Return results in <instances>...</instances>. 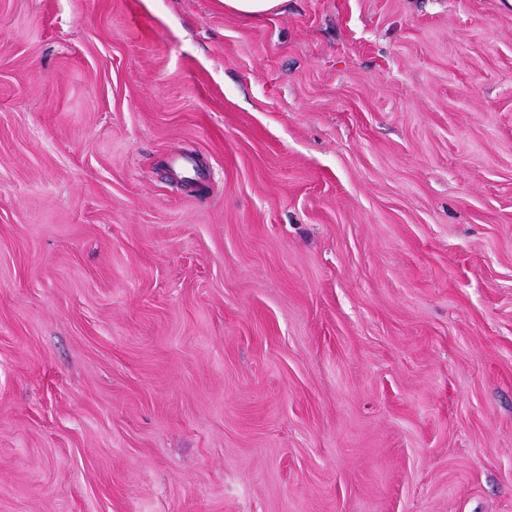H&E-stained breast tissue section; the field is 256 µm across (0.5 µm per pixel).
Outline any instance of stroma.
Returning <instances> with one entry per match:
<instances>
[{
  "label": "stroma",
  "mask_w": 512,
  "mask_h": 512,
  "mask_svg": "<svg viewBox=\"0 0 512 512\" xmlns=\"http://www.w3.org/2000/svg\"><path fill=\"white\" fill-rule=\"evenodd\" d=\"M0 512H512V0H0ZM228 14L246 17H266L276 14L286 0H220Z\"/></svg>",
  "instance_id": "stroma-1"
}]
</instances>
